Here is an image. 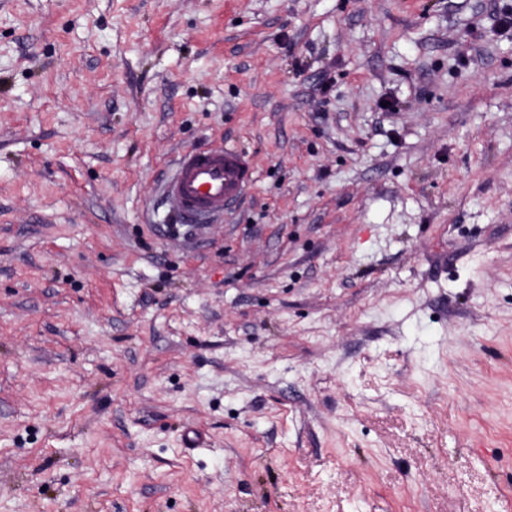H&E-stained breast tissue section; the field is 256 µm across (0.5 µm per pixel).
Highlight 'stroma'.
<instances>
[{
  "label": "stroma",
  "mask_w": 512,
  "mask_h": 512,
  "mask_svg": "<svg viewBox=\"0 0 512 512\" xmlns=\"http://www.w3.org/2000/svg\"><path fill=\"white\" fill-rule=\"evenodd\" d=\"M501 6L0 0V512H512ZM253 183L247 153L234 145L183 151L164 186L168 210L185 224H203L224 216Z\"/></svg>",
  "instance_id": "35a3bbf8"
}]
</instances>
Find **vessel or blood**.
I'll return each mask as SVG.
<instances>
[{
    "mask_svg": "<svg viewBox=\"0 0 512 512\" xmlns=\"http://www.w3.org/2000/svg\"><path fill=\"white\" fill-rule=\"evenodd\" d=\"M253 183L249 156L233 145L183 151L164 186L168 210L187 224L223 215Z\"/></svg>",
    "mask_w": 512,
    "mask_h": 512,
    "instance_id": "1",
    "label": "vessel or blood"
}]
</instances>
